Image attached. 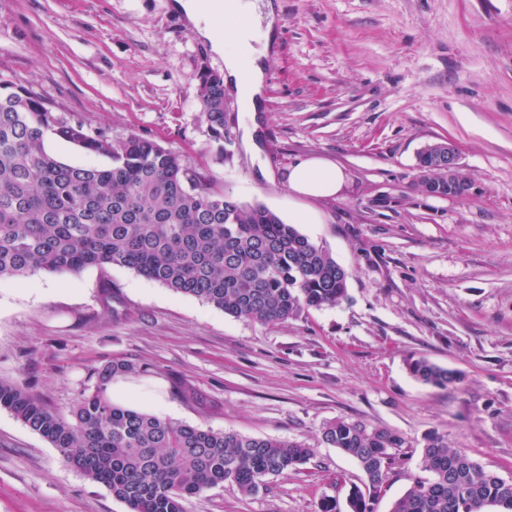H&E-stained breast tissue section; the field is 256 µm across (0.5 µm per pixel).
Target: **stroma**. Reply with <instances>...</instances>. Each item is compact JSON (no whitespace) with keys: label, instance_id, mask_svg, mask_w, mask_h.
<instances>
[{"label":"stroma","instance_id":"35a3bbf8","mask_svg":"<svg viewBox=\"0 0 512 512\" xmlns=\"http://www.w3.org/2000/svg\"><path fill=\"white\" fill-rule=\"evenodd\" d=\"M261 108L235 85L223 143L196 73L224 60L176 0H0V78L58 112L178 151L228 195L262 204L349 271L346 298L266 325L224 314L126 267L0 279V378L68 414L95 371L124 359L138 407L174 422L298 441L312 458L189 499L186 512H348L358 464L324 442L336 418L401 432L375 498L389 512L429 479L421 445L447 434L512 480V0H271ZM445 140L470 190L433 197L415 157ZM317 156L343 170L331 198L295 195ZM424 358L457 371L412 378ZM0 512H129L102 484L0 409ZM408 367L412 377L422 384L448 387L459 380L456 371L437 366L425 359L412 360Z\"/></svg>","mask_w":512,"mask_h":512}]
</instances>
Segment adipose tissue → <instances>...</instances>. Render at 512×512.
I'll list each match as a JSON object with an SVG mask.
<instances>
[{"mask_svg":"<svg viewBox=\"0 0 512 512\" xmlns=\"http://www.w3.org/2000/svg\"><path fill=\"white\" fill-rule=\"evenodd\" d=\"M178 7L199 23L200 33L209 39L213 52L224 57V78L240 87L251 111L260 107L264 58L273 6L268 0H224L215 10L210 0H178ZM344 182L343 172L320 158L296 162L288 172V186L304 197L326 198L337 195Z\"/></svg>","mask_w":512,"mask_h":512,"instance_id":"obj_1","label":"adipose tissue"}]
</instances>
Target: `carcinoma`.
Wrapping results in <instances>:
<instances>
[{"label": "carcinoma", "mask_w": 512, "mask_h": 512, "mask_svg": "<svg viewBox=\"0 0 512 512\" xmlns=\"http://www.w3.org/2000/svg\"><path fill=\"white\" fill-rule=\"evenodd\" d=\"M197 80L208 133L222 141L224 78L210 70ZM49 134L108 163H64L46 151ZM416 168L448 194V174L432 146L418 151ZM114 265L262 324L339 303L350 277L326 247L265 206L224 194L178 152L138 135L114 142L102 129L61 116L47 97L0 80V278ZM408 367L422 384L459 380L425 359ZM136 372L130 361L103 365L95 389L83 392L67 417L1 379L0 408L130 512H186L190 498L225 483L252 495L313 455L297 441L174 423L110 402L112 380ZM323 440L356 461L372 496L407 444L396 430L343 418L326 424ZM422 459L432 478L415 480L391 512H485L490 505L512 512V481L448 445V435H426Z\"/></svg>", "instance_id": "carcinoma-1"}]
</instances>
